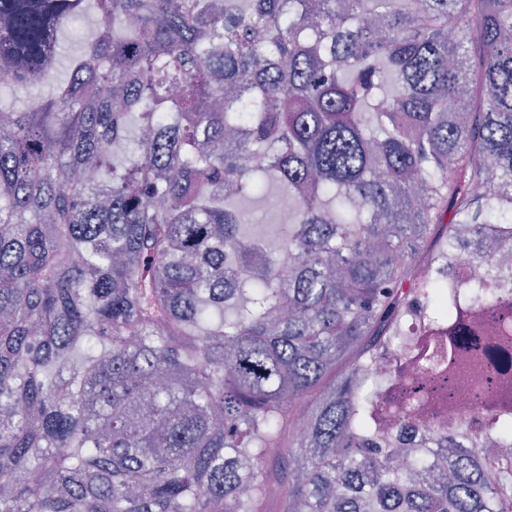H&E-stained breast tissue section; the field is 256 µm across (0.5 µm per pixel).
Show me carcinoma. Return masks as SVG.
<instances>
[{
  "label": "carcinoma",
  "mask_w": 512,
  "mask_h": 512,
  "mask_svg": "<svg viewBox=\"0 0 512 512\" xmlns=\"http://www.w3.org/2000/svg\"><path fill=\"white\" fill-rule=\"evenodd\" d=\"M88 3L0 104V512H512V0H0V85Z\"/></svg>",
  "instance_id": "cac0c4a2"
}]
</instances>
